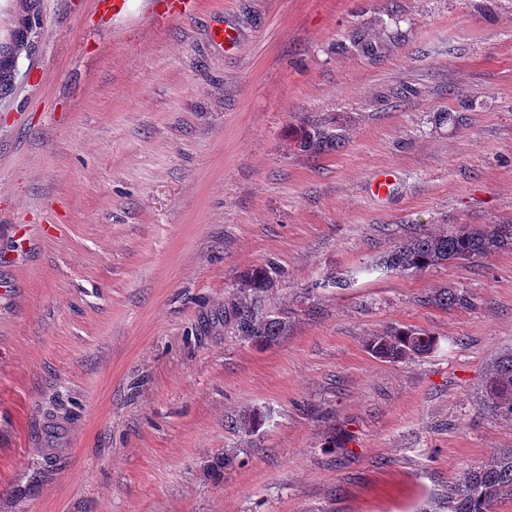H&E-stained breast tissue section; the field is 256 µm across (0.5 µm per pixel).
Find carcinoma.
<instances>
[{"instance_id": "carcinoma-1", "label": "carcinoma", "mask_w": 512, "mask_h": 512, "mask_svg": "<svg viewBox=\"0 0 512 512\" xmlns=\"http://www.w3.org/2000/svg\"><path fill=\"white\" fill-rule=\"evenodd\" d=\"M512 250V224H464L457 228L427 232L399 242L383 258L385 270L399 273L424 271L463 260L476 262L494 253ZM269 280L263 268L242 277V285L262 289ZM234 316L241 335L257 344L270 346L288 333V321L258 318L246 305H238ZM437 346L430 333L392 325L371 337L367 350L388 362H402L430 354ZM481 406L491 415L512 422V349L502 352L492 363L480 397ZM512 496V448H505L482 465L460 475L448 492V512H494L498 500Z\"/></svg>"}]
</instances>
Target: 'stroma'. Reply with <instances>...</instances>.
Segmentation results:
<instances>
[{
  "instance_id": "1",
  "label": "stroma",
  "mask_w": 512,
  "mask_h": 512,
  "mask_svg": "<svg viewBox=\"0 0 512 512\" xmlns=\"http://www.w3.org/2000/svg\"><path fill=\"white\" fill-rule=\"evenodd\" d=\"M11 2L0 512H421L512 448L478 405L512 347V252L374 268L420 233L512 224V0H200L159 23ZM298 128L336 141L300 148ZM446 288L463 303L436 304ZM239 303L287 336L244 339ZM395 324L436 350L375 358Z\"/></svg>"
}]
</instances>
